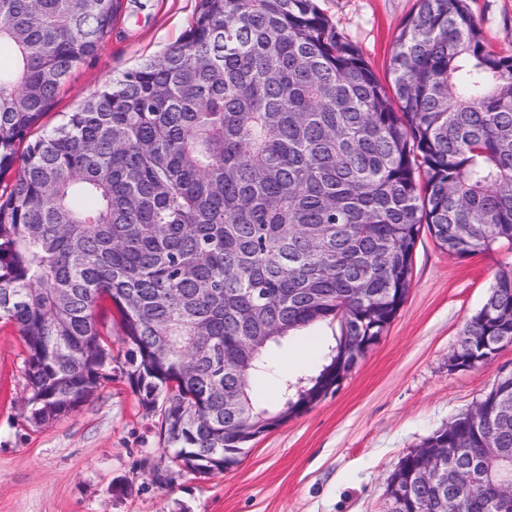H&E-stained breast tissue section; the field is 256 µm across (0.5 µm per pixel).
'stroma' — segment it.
<instances>
[{
    "instance_id": "obj_1",
    "label": "stroma",
    "mask_w": 512,
    "mask_h": 512,
    "mask_svg": "<svg viewBox=\"0 0 512 512\" xmlns=\"http://www.w3.org/2000/svg\"><path fill=\"white\" fill-rule=\"evenodd\" d=\"M198 0H124L97 57L78 66L41 119L48 130L112 76L178 41ZM487 42L512 55V0H465ZM334 27L384 74L401 23L417 0H318ZM512 251L457 258L428 232L415 248L409 296L386 336L339 389L307 413L250 442L221 473L174 472L157 414L129 381L113 377L73 413L34 427L26 418L24 344L0 323V512H387V482L406 453L473 407L501 372L512 345L486 366L450 370L448 356L483 305ZM339 326L321 322L277 350L276 375L255 380L259 402L275 403L279 377L312 368Z\"/></svg>"
}]
</instances>
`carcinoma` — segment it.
I'll use <instances>...</instances> for the list:
<instances>
[{"label":"carcinoma","mask_w":512,"mask_h":512,"mask_svg":"<svg viewBox=\"0 0 512 512\" xmlns=\"http://www.w3.org/2000/svg\"><path fill=\"white\" fill-rule=\"evenodd\" d=\"M121 0H0V321L25 346L27 421L78 408L112 374L160 409L174 461L228 470L249 438L308 411L385 336L427 229L458 258L512 249V56L463 0H418L384 83L316 0H198L182 37L33 130L92 60ZM110 312L125 351L98 313ZM340 336L263 405L253 381L308 326ZM512 345V265L452 356ZM245 413L224 408V393ZM423 444L441 478L402 512H512V371Z\"/></svg>","instance_id":"obj_1"}]
</instances>
